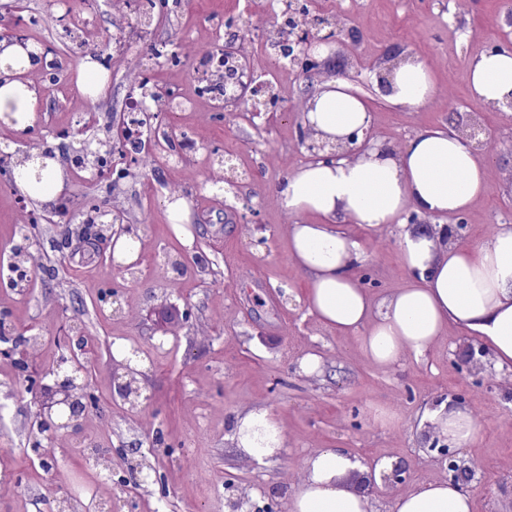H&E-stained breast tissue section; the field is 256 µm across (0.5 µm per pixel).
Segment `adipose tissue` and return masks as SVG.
<instances>
[{
  "instance_id": "adipose-tissue-1",
  "label": "adipose tissue",
  "mask_w": 512,
  "mask_h": 512,
  "mask_svg": "<svg viewBox=\"0 0 512 512\" xmlns=\"http://www.w3.org/2000/svg\"><path fill=\"white\" fill-rule=\"evenodd\" d=\"M40 64L33 45L0 40V120L12 119L19 133L37 118L38 92L26 75ZM469 81L474 97L512 102V50H484L470 64ZM377 91L404 111L421 110L435 93L433 67L407 56L385 73ZM299 119L329 147L352 140L362 148L353 159L329 147L319 151L275 189L280 207L295 218L287 228L288 251L304 276L308 313L329 330L357 336L361 359L379 367L424 356L453 325L483 343L498 369L512 371V224L497 225L489 239L462 248L446 225L433 221L465 213L483 195L488 155L450 128L418 132L397 148L369 139V108L342 79L317 86ZM42 163L41 181L21 167L14 183L24 196L52 206L64 190L65 167L56 156ZM411 210L431 216V223H408ZM355 226L395 229L408 286L379 299L361 286L355 269L365 250L351 232ZM420 428L451 448L468 447L480 431L473 411L454 401L430 412ZM232 439L243 456L259 462L285 444L280 421L266 407L238 415ZM397 465L385 457L369 467L346 449H317L289 487L288 512H375L373 497L354 478L369 473L379 483ZM474 506V493L438 478L395 495L391 512H474Z\"/></svg>"
}]
</instances>
